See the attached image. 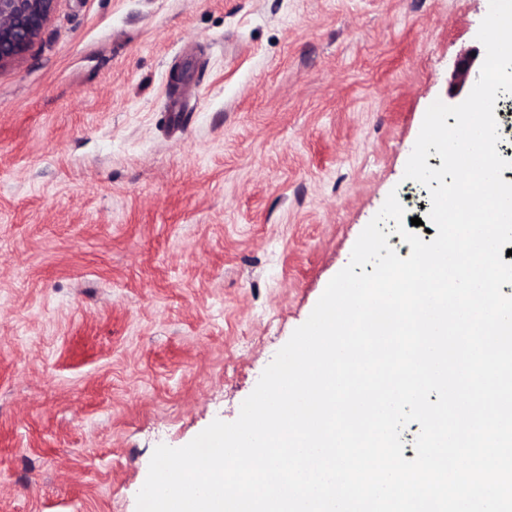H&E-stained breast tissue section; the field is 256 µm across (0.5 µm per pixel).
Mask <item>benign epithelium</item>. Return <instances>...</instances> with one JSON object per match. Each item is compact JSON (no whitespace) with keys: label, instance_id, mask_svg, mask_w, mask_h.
<instances>
[{"label":"benign epithelium","instance_id":"obj_1","mask_svg":"<svg viewBox=\"0 0 512 512\" xmlns=\"http://www.w3.org/2000/svg\"><path fill=\"white\" fill-rule=\"evenodd\" d=\"M57 0H0V65L22 58L50 21ZM475 57L458 59L453 77L459 84L476 78Z\"/></svg>","mask_w":512,"mask_h":512}]
</instances>
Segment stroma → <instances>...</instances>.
I'll list each match as a JSON object with an SVG mask.
<instances>
[{
	"label": "stroma",
	"mask_w": 512,
	"mask_h": 512,
	"mask_svg": "<svg viewBox=\"0 0 512 512\" xmlns=\"http://www.w3.org/2000/svg\"><path fill=\"white\" fill-rule=\"evenodd\" d=\"M488 9L58 0L0 67V512H136L155 448L238 418L389 193L432 241L405 166Z\"/></svg>",
	"instance_id": "stroma-1"
}]
</instances>
